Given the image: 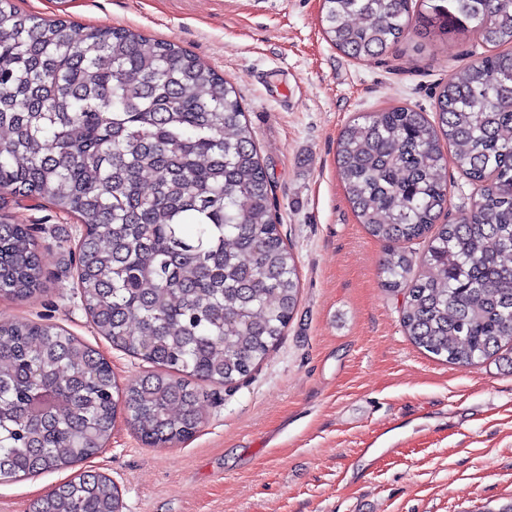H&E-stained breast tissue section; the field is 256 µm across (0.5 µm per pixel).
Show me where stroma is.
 Masks as SVG:
<instances>
[{
    "instance_id": "35a3bbf8",
    "label": "stroma",
    "mask_w": 512,
    "mask_h": 512,
    "mask_svg": "<svg viewBox=\"0 0 512 512\" xmlns=\"http://www.w3.org/2000/svg\"><path fill=\"white\" fill-rule=\"evenodd\" d=\"M48 19L125 27L174 43L234 83L268 169L300 275L292 320L232 386L202 383L206 419L187 441L145 445L117 420L84 462L121 489L124 512H494L512 501V366L458 367L414 346L403 296L382 285L390 245L360 224L336 169L362 112L433 115L453 68L488 48L469 37L352 60L327 41L324 0H14ZM46 275L28 300L0 298V325L61 326L98 350L119 383L153 372L99 336L75 288L73 217L21 204ZM74 469L0 483V512L34 503Z\"/></svg>"
}]
</instances>
